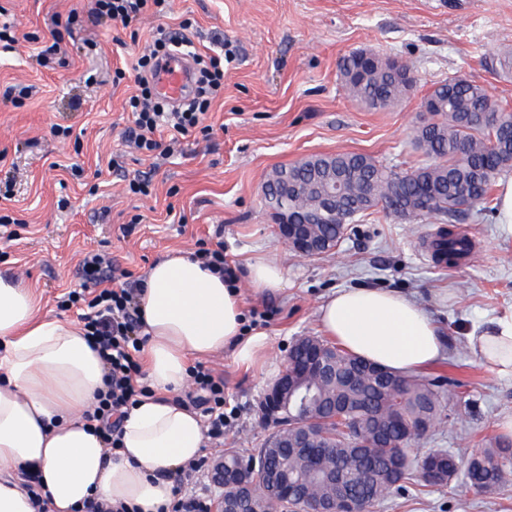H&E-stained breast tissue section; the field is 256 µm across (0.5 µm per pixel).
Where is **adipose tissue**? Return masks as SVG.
I'll use <instances>...</instances> for the list:
<instances>
[{
    "label": "adipose tissue",
    "instance_id": "ef3b65f1",
    "mask_svg": "<svg viewBox=\"0 0 512 512\" xmlns=\"http://www.w3.org/2000/svg\"><path fill=\"white\" fill-rule=\"evenodd\" d=\"M245 277L259 294L287 286L271 254L250 258ZM140 308L147 336L141 358L153 394L122 419V447L113 457L85 417L105 365L83 326L41 316L30 288L0 276V512H34L28 473L39 475L49 495L47 512H81L92 496L137 512L170 503L174 475L204 446L200 414L177 402L175 392L194 362L224 349L250 367L266 335L246 333L240 291L179 252L149 268ZM319 319L325 336L399 374L427 368L443 352L432 315L395 291H337L320 306ZM468 343L483 365L512 378V314L475 327Z\"/></svg>",
    "mask_w": 512,
    "mask_h": 512
}]
</instances>
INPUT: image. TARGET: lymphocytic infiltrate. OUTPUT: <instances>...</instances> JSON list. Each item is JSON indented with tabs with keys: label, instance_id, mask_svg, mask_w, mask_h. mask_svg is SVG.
<instances>
[{
	"label": "lymphocytic infiltrate",
	"instance_id": "1",
	"mask_svg": "<svg viewBox=\"0 0 512 512\" xmlns=\"http://www.w3.org/2000/svg\"><path fill=\"white\" fill-rule=\"evenodd\" d=\"M167 0H94L92 13L98 18L129 25L144 16L161 15ZM183 29H158L149 47L138 57L134 66L138 92L129 99L133 125L125 132L128 142L143 153L161 151L163 132L182 136L190 131L209 135L207 123L214 99L224 92V57L208 55L200 60L197 89L180 109L169 110L167 104L154 95L150 81L157 59L186 43ZM83 279L81 291L70 294L71 302H85L84 327L94 348L106 363L104 388L99 391L88 420L101 422L102 438L109 452L121 446L119 416L149 396L143 381L138 353L145 337L139 299L143 277L125 274L120 287L108 289L104 283L112 276V260L99 251L87 252L80 262ZM195 386L188 397L204 416L205 437L208 441L224 439V379L212 370L198 365L190 370Z\"/></svg>",
	"mask_w": 512,
	"mask_h": 512
}]
</instances>
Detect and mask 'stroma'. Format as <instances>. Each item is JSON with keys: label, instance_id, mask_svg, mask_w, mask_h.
Listing matches in <instances>:
<instances>
[{"label": "stroma", "instance_id": "stroma-1", "mask_svg": "<svg viewBox=\"0 0 512 512\" xmlns=\"http://www.w3.org/2000/svg\"><path fill=\"white\" fill-rule=\"evenodd\" d=\"M91 0H0V24L16 27L17 43L0 49V273L25 280L42 314L81 321L85 303L79 263L91 250L107 252L115 273L140 276L172 250L194 252L198 242L224 244L236 269L257 253L275 255L288 288L255 295L238 286L251 331L268 345L260 362L239 366L231 352L204 365L224 378V442L209 457L234 448L250 454L272 432L260 400L281 372L300 336L320 335L318 309L332 292L368 286L415 298L445 333L442 358L427 369L460 384L449 418L419 442L467 462L498 438L512 417V378L497 375L471 353L467 335L512 310V235L494 214L471 207L459 231L473 243L457 266L435 262L427 241L436 219L403 221L383 212L348 224L338 251L305 258L280 241L262 204V184L276 167L310 155L358 152L382 164L424 162L413 128L424 119L427 91L451 76L487 86L512 106V79L485 62L488 52L512 47V0H170L163 16L130 25L95 20ZM79 19L62 29V58L38 63L53 19ZM191 19L197 52L229 42L224 95L210 109V138L190 133L181 148L156 160L129 152L127 107L133 76L113 82L115 68H131L159 27ZM358 50L417 59L413 91L394 109L366 110L346 95L337 63ZM37 89L22 105L8 87ZM68 129V137L55 128ZM125 153L123 170L109 169ZM148 178L152 193H129L133 178ZM67 208H58L59 198ZM139 224H131L132 216ZM374 512H512V485L490 493L457 495L451 487H412L378 503Z\"/></svg>", "mask_w": 512, "mask_h": 512}]
</instances>
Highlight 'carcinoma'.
<instances>
[{"label": "carcinoma", "instance_id": "1", "mask_svg": "<svg viewBox=\"0 0 512 512\" xmlns=\"http://www.w3.org/2000/svg\"><path fill=\"white\" fill-rule=\"evenodd\" d=\"M486 59L491 68L512 76V51L490 52ZM360 69L357 51L338 62L349 98L368 109H393L413 89L380 57L364 74H359ZM426 99L433 110L428 121L414 130L415 144L427 156L426 163L396 170L360 153L315 156L274 170L264 189L272 190V183L286 172L294 183V192L288 197L293 214L300 217L318 211L324 200L312 190L311 170L318 165H334L347 173L346 192L340 196L342 205H350L364 183L373 187L372 203L352 209L356 216L388 202L390 189L396 185L400 189L396 199L399 216L409 221L428 216L443 218L450 229L437 233L435 251L449 264L460 262L470 255L472 242L452 225L463 223L469 206L489 207L493 181L512 170V108L494 99L486 87L461 77L437 83ZM312 234L339 240L344 236V226L327 220L312 225ZM312 341L335 358L336 378L321 381L313 371L306 375L305 381L319 398L305 421L312 422L318 438L327 445V466L351 474L354 496L373 506L415 479L431 487L449 485L457 479L456 490L461 492L492 491L512 480V443L506 440L494 441L464 465L448 451H414L422 436L443 422L440 388L456 385L454 380L393 372L386 374L387 384L383 386L368 373L351 380L352 366L369 367L371 363L319 336L312 337ZM333 394L344 400L342 411H322L323 403ZM262 451L271 462L283 464L292 478L302 480L303 492L330 497L329 487L306 470L300 453L271 448L267 440L257 449ZM251 459L252 455L234 448L224 450L229 469H246Z\"/></svg>", "mask_w": 512, "mask_h": 512}]
</instances>
